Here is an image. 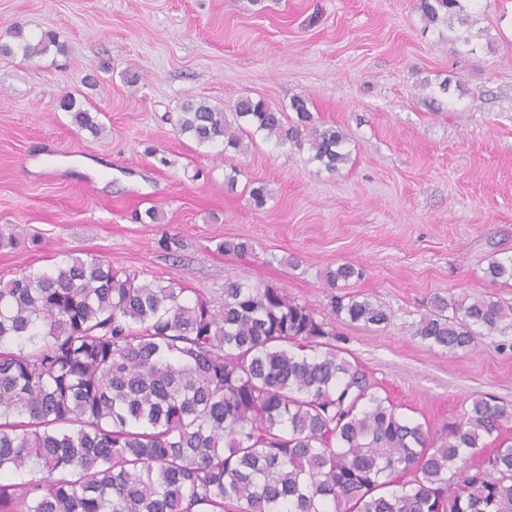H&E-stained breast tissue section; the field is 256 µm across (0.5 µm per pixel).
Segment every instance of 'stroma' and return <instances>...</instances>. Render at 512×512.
Listing matches in <instances>:
<instances>
[{
  "mask_svg": "<svg viewBox=\"0 0 512 512\" xmlns=\"http://www.w3.org/2000/svg\"><path fill=\"white\" fill-rule=\"evenodd\" d=\"M419 0H0V41L47 30L42 55H0V281L96 257L219 306L224 283L271 285L327 314L326 268L387 325L337 321L336 344L404 417L440 430L473 397L512 404V334L448 352L413 331L434 297L512 303L486 280L512 258V0H468L426 25ZM137 84H128L130 75ZM94 76L95 85L84 82ZM73 93L99 124L76 126ZM307 96L346 136L331 173L307 146L255 135L241 153L180 134L183 105ZM265 186L263 207L250 191ZM157 221H150L148 211ZM252 256L224 254L227 239ZM60 107L65 112H71L73 120L81 128H86L94 132H98L97 124L93 120L90 113L81 107L76 108V100L70 93H66L62 96L60 100ZM363 270L351 263H341L335 268L329 267L324 272V280L328 288H341V283L346 285L352 278H361Z\"/></svg>",
  "mask_w": 512,
  "mask_h": 512,
  "instance_id": "35a3bbf8",
  "label": "stroma"
}]
</instances>
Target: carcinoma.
Returning <instances> with one entry per match:
<instances>
[{
	"label": "carcinoma",
	"instance_id": "carcinoma-1",
	"mask_svg": "<svg viewBox=\"0 0 512 512\" xmlns=\"http://www.w3.org/2000/svg\"><path fill=\"white\" fill-rule=\"evenodd\" d=\"M420 10L435 25L464 5ZM13 36L0 54L56 44L51 32L35 44ZM60 107L98 131L71 94ZM290 109L249 95L230 116L188 102L179 130L235 153L259 133L305 138L311 159L337 171L344 134L316 125L305 97ZM223 250L242 258L253 245L226 239ZM484 274L511 282L512 258ZM362 275L341 263L324 280ZM186 292L73 255L0 281V512H512V446L470 463L512 423V405L480 395L435 436L373 392L333 324L282 289L229 280L217 308ZM332 313L390 320L367 297L338 296ZM481 329L512 332V305L437 297L414 335L455 352Z\"/></svg>",
	"mask_w": 512,
	"mask_h": 512
}]
</instances>
